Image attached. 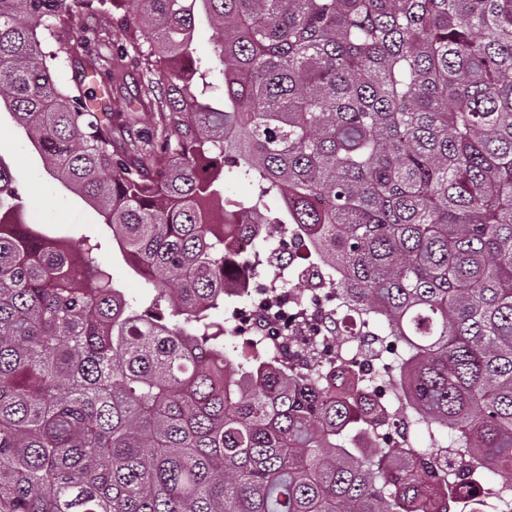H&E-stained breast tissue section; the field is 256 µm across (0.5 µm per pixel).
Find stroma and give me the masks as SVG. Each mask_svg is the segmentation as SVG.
<instances>
[{
	"label": "stroma",
	"mask_w": 512,
	"mask_h": 512,
	"mask_svg": "<svg viewBox=\"0 0 512 512\" xmlns=\"http://www.w3.org/2000/svg\"><path fill=\"white\" fill-rule=\"evenodd\" d=\"M0 160L10 166L29 191L30 223L51 225L54 234L75 244L87 237L100 242L98 260L111 267L114 277L128 295L141 293V280L128 274L120 255L113 253L112 232L102 217L79 196L46 174L41 159L5 111L0 113Z\"/></svg>",
	"instance_id": "stroma-1"
}]
</instances>
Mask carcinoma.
I'll return each mask as SVG.
<instances>
[{
  "mask_svg": "<svg viewBox=\"0 0 512 512\" xmlns=\"http://www.w3.org/2000/svg\"><path fill=\"white\" fill-rule=\"evenodd\" d=\"M0 0V111L98 209L126 296L0 161V512H448L512 489V0ZM203 20L213 56L197 55ZM147 77L157 114L82 91ZM248 180L255 193L225 195ZM253 240L249 260L230 247ZM319 269L302 318L401 347L380 424L225 338L224 289ZM407 420L434 450L395 453ZM410 468L402 466L406 456ZM136 11L137 4L132 0H118L112 6L111 13L114 17V23L112 24V17L110 15L108 17V22L110 24L112 41L115 44L124 43L127 33V23L129 26L133 25L132 18L134 17V14H136Z\"/></svg>",
  "mask_w": 512,
  "mask_h": 512,
  "instance_id": "1",
  "label": "carcinoma"
}]
</instances>
